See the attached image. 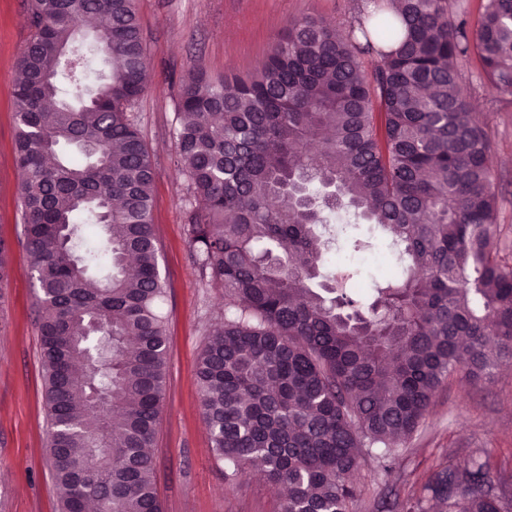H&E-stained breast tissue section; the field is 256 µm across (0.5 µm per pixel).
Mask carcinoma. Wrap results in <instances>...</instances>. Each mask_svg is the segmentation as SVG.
I'll use <instances>...</instances> for the list:
<instances>
[{"label": "carcinoma", "mask_w": 512, "mask_h": 512, "mask_svg": "<svg viewBox=\"0 0 512 512\" xmlns=\"http://www.w3.org/2000/svg\"><path fill=\"white\" fill-rule=\"evenodd\" d=\"M89 21L90 41L76 43ZM30 27L15 163L60 512L104 499L112 512H163L150 448L166 285L133 116L150 80L135 0H32ZM366 54L380 59L370 73ZM472 54L512 93V0H485L474 32L462 4L365 0L345 30L292 23L255 74L179 82L193 257L224 288V320L197 360L202 410L232 475L259 462L288 488L280 512H349L362 456L390 462L448 377L512 365L491 142L460 72ZM97 58L112 73L89 91ZM361 222L396 259L369 300L359 269L321 272ZM490 468L479 453L425 491L448 512H512Z\"/></svg>", "instance_id": "cac0c4a2"}]
</instances>
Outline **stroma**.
<instances>
[{
	"mask_svg": "<svg viewBox=\"0 0 512 512\" xmlns=\"http://www.w3.org/2000/svg\"><path fill=\"white\" fill-rule=\"evenodd\" d=\"M361 0H136L150 63V84L135 117L156 171L153 224L166 284L161 304L169 350L166 394L157 428L156 480L163 512H279L281 496L264 475L229 477L212 450L200 406L196 360L206 329L224 310V290L203 278L191 257L186 181L175 163L174 97L180 78L253 73L292 22L315 15L347 28ZM30 33L27 0H0V239L12 248L0 284V512H59L48 461L45 386L38 339L39 290L25 250V224L14 163V78ZM480 126L490 138V187L512 267V95L482 77L478 56L462 69ZM371 251L339 249L362 269V286L384 277L394 260L385 239ZM488 449L494 474L512 486V372L488 380L457 372L436 392L418 430L390 471L366 460L353 475L352 512H401L419 499L434 471L463 466Z\"/></svg>",
	"mask_w": 512,
	"mask_h": 512,
	"instance_id": "stroma-1",
	"label": "stroma"
}]
</instances>
